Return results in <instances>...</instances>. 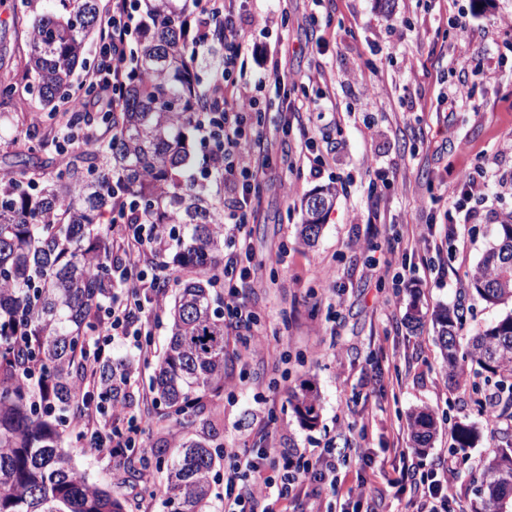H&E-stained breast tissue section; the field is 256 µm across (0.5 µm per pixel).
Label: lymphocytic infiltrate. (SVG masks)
Segmentation results:
<instances>
[{
	"label": "lymphocytic infiltrate",
	"instance_id": "lymphocytic-infiltrate-1",
	"mask_svg": "<svg viewBox=\"0 0 512 512\" xmlns=\"http://www.w3.org/2000/svg\"><path fill=\"white\" fill-rule=\"evenodd\" d=\"M240 10L239 0H205L196 36L206 40L211 23L224 25V64L220 76L212 83L223 98V109L203 113L199 129L211 164L221 165L224 170L225 188L239 193L236 208L229 215L231 226L227 236L231 251L224 257V286L229 298L226 326L241 333L243 349L248 352L256 346L251 332L255 313L240 302L238 295L240 288L249 284L252 272L242 266L238 248L246 243L245 226L254 212L255 185L269 164L272 145L260 126H245L244 116L255 106L254 91L238 86L232 79L245 48L238 25ZM134 13L133 0H112V9L102 24L101 64L87 75L97 89L92 106L115 102L118 96L117 89L126 77L123 63ZM111 224L112 252L121 260L116 272L126 282L130 299L113 301L106 310L101 338L106 344L120 336L139 340V358L147 362L155 351L144 339L152 334L150 314L154 303L161 300V288L155 278L139 273L138 267L148 251L156 259H163L166 251L163 230L157 224L130 223L120 211L113 212ZM86 369L81 387L84 411L76 422L78 434L90 448L109 458L112 478L118 481L122 478L126 452L135 447L143 428L136 423L124 430L115 427V420L126 415L122 404L112 410L113 423L94 417V397L108 369L100 357L88 359ZM340 455V449L332 441L297 463L275 448L225 449L229 464L224 470V512H276L278 502L292 497L305 495L318 499L335 494L336 462ZM452 474V465L444 462L432 475L420 478L409 466H402L400 478L410 484L413 512H450L448 481Z\"/></svg>",
	"mask_w": 512,
	"mask_h": 512
}]
</instances>
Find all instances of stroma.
Here are the masks:
<instances>
[{
  "instance_id": "stroma-1",
  "label": "stroma",
  "mask_w": 512,
  "mask_h": 512,
  "mask_svg": "<svg viewBox=\"0 0 512 512\" xmlns=\"http://www.w3.org/2000/svg\"><path fill=\"white\" fill-rule=\"evenodd\" d=\"M46 7L45 0H0V79L15 80L29 51L14 20ZM510 15L512 0H391L386 6L380 0H244L247 47L235 79L252 83L265 59L284 57L299 76L291 97L302 107L286 130L275 85L256 95L273 157L241 263L256 271L243 297L258 315L268 352L237 357L235 337L227 335L224 387L205 401V426L151 420L139 441L143 450L204 435L223 448H256L265 439L297 457L332 440L349 450L338 463L340 494L372 482L381 512L410 510L409 492L389 485L399 465L394 446L424 473L451 452L458 465L448 486L450 505L470 512L474 475L503 436L485 431L472 447L454 448V422L484 419L470 382L448 380L432 314L442 305H462L472 332L508 311L477 299L467 272L492 245L499 214L512 211V192L501 187L512 179V32L500 26ZM471 58L481 68L469 67ZM463 75L477 107L449 111L444 95ZM33 126L60 138L58 125L41 113H11L0 129V163ZM322 153L328 163L318 171L314 158ZM484 169L495 178L484 204L459 224L464 246L449 252L442 278L429 273L426 253L391 256L387 233L376 231V223L405 234L442 220L462 201L464 172ZM285 184L293 186L292 195H283ZM326 187L336 190L334 206L308 246L298 234L302 203ZM377 263L388 272L377 275ZM405 264L414 275L403 286L398 274ZM413 302L422 320L412 332L405 318ZM111 354L113 362H135L126 403L142 415L156 362H140L129 340L115 343ZM305 379L320 398L310 426L291 404L292 390ZM422 407L438 422L433 446L423 454L407 426L409 413ZM68 453L91 483L125 499L129 512H162L144 488L164 484V473L152 469L116 484L107 458L82 443Z\"/></svg>"
}]
</instances>
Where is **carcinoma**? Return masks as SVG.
I'll use <instances>...</instances> for the list:
<instances>
[{
  "label": "carcinoma",
  "instance_id": "1",
  "mask_svg": "<svg viewBox=\"0 0 512 512\" xmlns=\"http://www.w3.org/2000/svg\"><path fill=\"white\" fill-rule=\"evenodd\" d=\"M145 2L148 22L131 59L132 80L120 110L88 112L93 86L74 82L85 69L86 41L100 31L99 0H48L25 30L30 51L22 67L27 93L52 116L55 102L70 103L69 126H105L99 146L75 144L59 160L44 159L49 146L36 130L0 170V512H127L106 488L89 483L64 451V427L77 409V390L89 342L100 328L99 309L112 299V225L106 215L132 208L141 224L169 226L182 265L199 277L179 289L170 309V337L151 380L160 418L190 428L203 399L224 388V202L212 204L198 182L190 151L196 116L217 112L220 94L197 78L196 64L224 47V28L213 27L201 45L189 40L184 0ZM17 108L16 86L0 81V109ZM323 224L309 202L302 207L299 236L307 245ZM496 241L472 269L476 296L491 305L512 302V219L495 227ZM464 311L442 306L435 313L438 345L451 378L472 363L498 378L512 394V312L477 329L461 343ZM295 413L318 418V396L309 386L293 394ZM422 453L436 434L434 413L408 416ZM454 446L479 438L476 424L452 427ZM132 450L125 473L153 465L168 471L160 491L164 512H208L215 463L224 448L189 439L165 458ZM471 512L512 507V441L481 466Z\"/></svg>",
  "mask_w": 512,
  "mask_h": 512
}]
</instances>
